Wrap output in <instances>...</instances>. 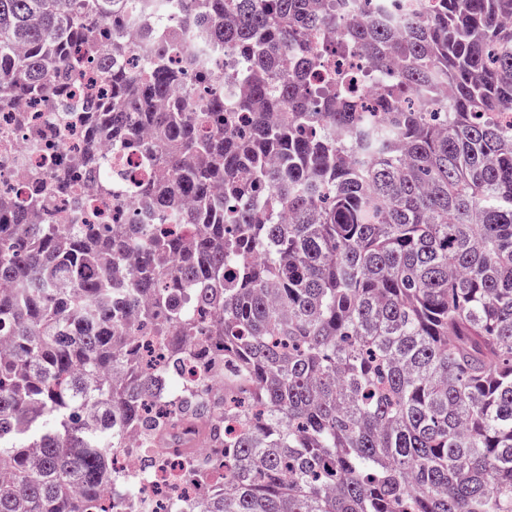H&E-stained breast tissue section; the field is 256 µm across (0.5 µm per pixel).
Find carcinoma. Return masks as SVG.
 Segmentation results:
<instances>
[{"instance_id":"1","label":"carcinoma","mask_w":512,"mask_h":512,"mask_svg":"<svg viewBox=\"0 0 512 512\" xmlns=\"http://www.w3.org/2000/svg\"><path fill=\"white\" fill-rule=\"evenodd\" d=\"M156 6L0 0V98L59 102L93 58L109 101L83 108L90 181L166 219L191 203L185 238L33 224L37 175L0 194V512H125L165 448L201 480L224 470L198 512H512V0L401 23L182 0L144 75L123 20ZM195 27L243 86L229 107L172 102L211 53ZM352 49L396 67L375 98L351 73L307 85ZM104 142L146 175L119 180ZM128 432L138 479L115 465Z\"/></svg>"}]
</instances>
